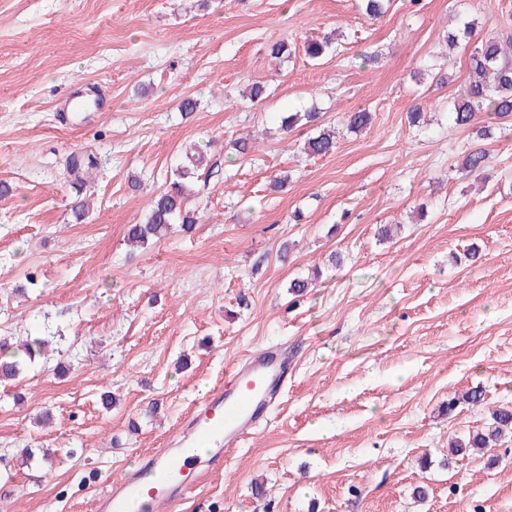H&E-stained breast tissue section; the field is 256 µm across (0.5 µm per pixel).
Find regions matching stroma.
<instances>
[{"instance_id":"1","label":"stroma","mask_w":512,"mask_h":512,"mask_svg":"<svg viewBox=\"0 0 512 512\" xmlns=\"http://www.w3.org/2000/svg\"><path fill=\"white\" fill-rule=\"evenodd\" d=\"M460 13L499 32L512 0H392L377 21L360 0H0V337L50 346L0 386V512H95L270 344L291 375L271 420L168 512H512V434L448 456L512 403V130L484 142L448 118ZM327 35L335 52L308 58ZM75 92L100 100L88 120L64 110ZM312 106L338 134L324 158L279 129ZM360 107L373 122L348 132ZM196 145L195 230L129 245ZM481 146L487 171H461ZM74 157L94 163L82 187ZM473 387L483 406L449 407Z\"/></svg>"}]
</instances>
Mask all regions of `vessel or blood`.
I'll use <instances>...</instances> for the list:
<instances>
[{
  "instance_id": "1",
  "label": "vessel or blood",
  "mask_w": 512,
  "mask_h": 512,
  "mask_svg": "<svg viewBox=\"0 0 512 512\" xmlns=\"http://www.w3.org/2000/svg\"><path fill=\"white\" fill-rule=\"evenodd\" d=\"M288 385V361L277 347L254 352L233 364L183 420L176 445L156 449L141 467L110 478L97 512H140L142 505H174L194 487L191 451L210 452V471L224 468L226 448L242 443L265 418Z\"/></svg>"
}]
</instances>
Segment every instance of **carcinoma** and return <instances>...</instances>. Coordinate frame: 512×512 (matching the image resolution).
<instances>
[{"instance_id": "obj_1", "label": "carcinoma", "mask_w": 512, "mask_h": 512, "mask_svg": "<svg viewBox=\"0 0 512 512\" xmlns=\"http://www.w3.org/2000/svg\"><path fill=\"white\" fill-rule=\"evenodd\" d=\"M477 21L464 23L462 34L450 33L446 37L448 47L455 48L459 38L472 42L468 54L470 80L462 98L454 100L449 106V116L455 126L467 128L476 121L486 117L488 122L478 130L484 139L492 136L494 125L502 120L512 119V32L490 33L476 39ZM332 51L329 40H313L305 45V53L312 59H320ZM318 119L316 109L285 112L280 118V130L287 134L298 127ZM372 121V113L365 109L347 114L346 126L350 132H360ZM304 152L309 156L326 157L336 150V136L330 132H320L306 139ZM203 156L188 158V164L176 169L178 181L171 189L160 192L151 198L145 221L131 224L127 229L129 241L144 245L149 240L163 235L176 223H181L188 230L195 220L183 211L185 185L181 179L189 175V167H199ZM490 163V154L484 148L469 151L463 157L462 166L470 173H480ZM9 344L0 339V383L17 379L23 370L24 362L15 353L8 352ZM512 433V407H499L492 410L491 423L485 430L458 440L451 446V452L463 455L468 451L491 450L500 439Z\"/></svg>"}]
</instances>
